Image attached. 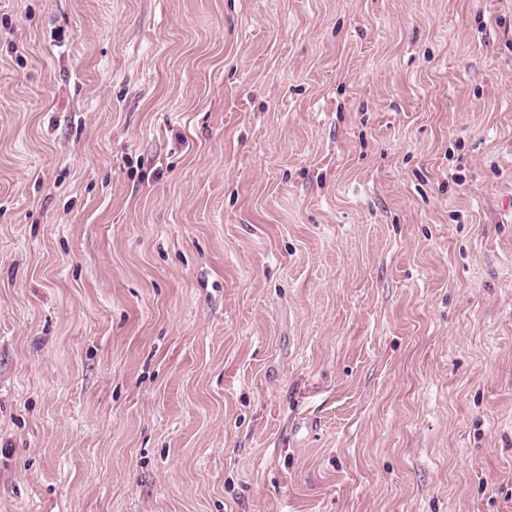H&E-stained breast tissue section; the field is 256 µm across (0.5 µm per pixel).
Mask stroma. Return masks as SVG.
I'll return each instance as SVG.
<instances>
[{
  "mask_svg": "<svg viewBox=\"0 0 512 512\" xmlns=\"http://www.w3.org/2000/svg\"><path fill=\"white\" fill-rule=\"evenodd\" d=\"M0 512H512V0H0Z\"/></svg>",
  "mask_w": 512,
  "mask_h": 512,
  "instance_id": "obj_1",
  "label": "stroma"
}]
</instances>
